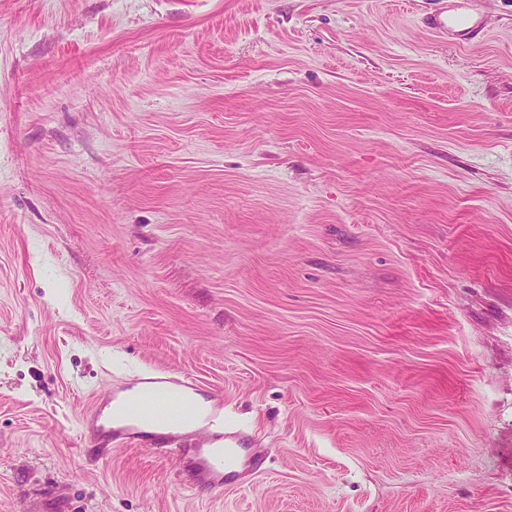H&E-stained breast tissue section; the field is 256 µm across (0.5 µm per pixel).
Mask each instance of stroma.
Returning a JSON list of instances; mask_svg holds the SVG:
<instances>
[{"label":"stroma","instance_id":"stroma-1","mask_svg":"<svg viewBox=\"0 0 512 512\" xmlns=\"http://www.w3.org/2000/svg\"><path fill=\"white\" fill-rule=\"evenodd\" d=\"M0 0V512H512V0ZM195 376L263 469L91 449Z\"/></svg>","mask_w":512,"mask_h":512}]
</instances>
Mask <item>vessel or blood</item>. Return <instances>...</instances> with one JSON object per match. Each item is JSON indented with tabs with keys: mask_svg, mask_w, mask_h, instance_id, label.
Listing matches in <instances>:
<instances>
[{
	"mask_svg": "<svg viewBox=\"0 0 512 512\" xmlns=\"http://www.w3.org/2000/svg\"><path fill=\"white\" fill-rule=\"evenodd\" d=\"M138 396L128 405V424L116 426L108 408L115 394L99 398L85 422L83 435L94 447L111 444L123 447H147L163 454L180 437L176 431H145L138 418L146 413L180 419L192 415L191 434L201 441L190 451L188 467L194 485L220 492L250 483L261 470L259 455L249 453L251 437L243 429L224 420L221 401H214L209 410L196 403L199 384L196 379L164 371L143 375L137 382Z\"/></svg>",
	"mask_w": 512,
	"mask_h": 512,
	"instance_id": "b4317fda",
	"label": "vessel or blood"
}]
</instances>
